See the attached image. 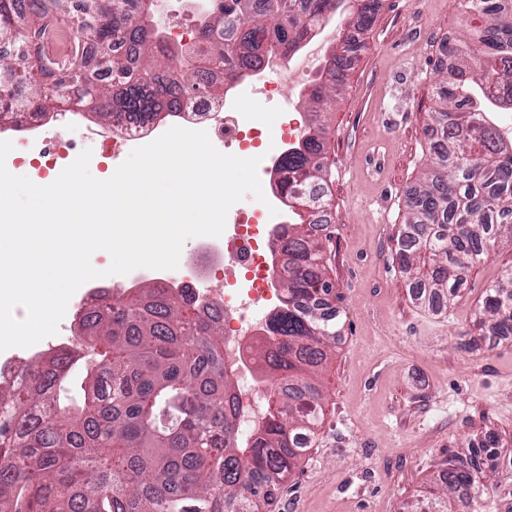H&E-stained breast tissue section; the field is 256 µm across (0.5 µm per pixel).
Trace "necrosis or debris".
<instances>
[{
    "instance_id": "1",
    "label": "necrosis or debris",
    "mask_w": 512,
    "mask_h": 512,
    "mask_svg": "<svg viewBox=\"0 0 512 512\" xmlns=\"http://www.w3.org/2000/svg\"><path fill=\"white\" fill-rule=\"evenodd\" d=\"M335 39L333 23L319 21L304 50L292 59L266 56L254 81L231 85L220 97L188 95L181 99L175 112L161 119L138 118L110 129L86 123L82 113L68 109L53 114L35 112L20 125L1 127L0 140L12 141L16 156L50 157L54 154L50 134L60 124L72 128L79 143L111 150L117 158L122 151L145 145L169 128L179 126L206 131L219 151L245 156L249 153L247 138L262 137L263 130L257 115L242 111V100L257 94L276 97L281 111H296L294 98H280V85L309 91L319 61ZM270 73L276 74V81H267ZM282 222V215L270 214L263 203L233 205L223 234L217 238L200 237L194 254L178 276L165 270L140 268L126 275L96 279L85 283L78 309L89 313L110 291L130 292L144 281L164 292H186L202 299L205 308L218 312L224 321V356L234 369L239 401L237 432L239 438H248L266 416L267 384L260 380L250 351L265 339L269 317L278 304L269 254L272 228Z\"/></svg>"
}]
</instances>
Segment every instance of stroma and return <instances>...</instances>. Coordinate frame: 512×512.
I'll list each match as a JSON object with an SVG mask.
<instances>
[{
	"label": "stroma",
	"mask_w": 512,
	"mask_h": 512,
	"mask_svg": "<svg viewBox=\"0 0 512 512\" xmlns=\"http://www.w3.org/2000/svg\"><path fill=\"white\" fill-rule=\"evenodd\" d=\"M462 0H380L323 116L328 224L322 271L339 335L319 375L322 416L262 512H405L448 455L496 433L512 448V338L473 330L485 288L512 267L498 241L440 311L400 270L406 200L428 170L441 47L478 28Z\"/></svg>",
	"instance_id": "1"
}]
</instances>
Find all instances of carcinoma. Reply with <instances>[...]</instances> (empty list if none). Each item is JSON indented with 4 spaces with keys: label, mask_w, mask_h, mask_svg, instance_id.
<instances>
[{
    "label": "carcinoma",
    "mask_w": 512,
    "mask_h": 512,
    "mask_svg": "<svg viewBox=\"0 0 512 512\" xmlns=\"http://www.w3.org/2000/svg\"><path fill=\"white\" fill-rule=\"evenodd\" d=\"M100 21L83 26L70 66L56 77L34 78L20 67L36 59L47 16L69 14L73 0H0V98L16 124L48 102H68L72 85L89 93L82 105L110 124L122 112L160 118L195 92H215L202 78L207 66L224 83L258 68L261 57L296 53L318 18L342 12L338 0H211L198 30L203 54L184 56L145 19L146 0H108ZM485 21L479 53L467 42L448 48L458 61L453 80L437 88L431 129L448 141L433 152L429 171L407 200L398 262L415 297L435 308L463 284L459 271L482 262L500 237L512 238V135L490 119L492 108L512 110V0H463ZM379 0L349 11L338 47L308 94L311 118L280 156L274 172L292 223L277 227L272 255L281 273L280 305L254 358L271 376L265 420L247 441L237 436L236 383L224 360V324L204 310L146 284L130 303L123 297L79 320L82 341L24 368V381L0 391V512H260L307 448L319 415L318 375L332 341L337 311L316 297L333 285L319 272L305 213L324 204L321 173L324 127L319 113L335 101L340 82L363 44ZM137 47L135 69L112 56V38ZM111 58L102 84L81 65L83 44ZM504 89L491 95L488 85ZM476 322L489 339L512 337V268L485 290ZM79 366L81 392L66 387ZM500 463L491 434L471 454ZM452 455L412 512H512V491Z\"/></svg>",
    "instance_id": "obj_1"
}]
</instances>
